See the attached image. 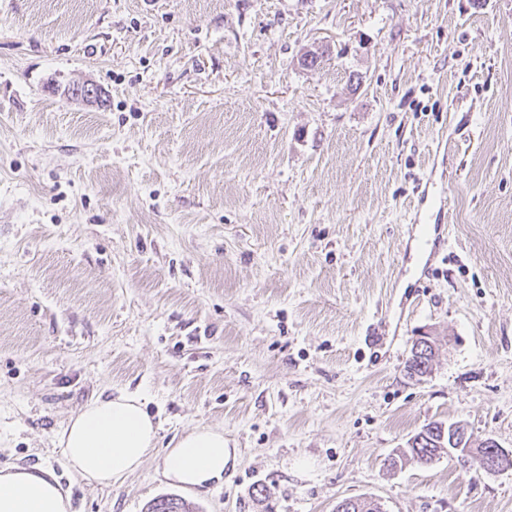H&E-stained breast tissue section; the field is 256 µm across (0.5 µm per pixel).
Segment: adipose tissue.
<instances>
[{"instance_id":"1","label":"adipose tissue","mask_w":512,"mask_h":512,"mask_svg":"<svg viewBox=\"0 0 512 512\" xmlns=\"http://www.w3.org/2000/svg\"><path fill=\"white\" fill-rule=\"evenodd\" d=\"M158 429L139 394H98L70 418L62 433L65 464L86 483L111 485L138 470L152 454ZM230 458L223 430L198 426L166 449L162 475L174 485L202 488L223 478ZM69 509L70 495L53 470L12 466L0 471V512Z\"/></svg>"}]
</instances>
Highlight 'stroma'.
I'll return each mask as SVG.
<instances>
[{"instance_id": "obj_1", "label": "stroma", "mask_w": 512, "mask_h": 512, "mask_svg": "<svg viewBox=\"0 0 512 512\" xmlns=\"http://www.w3.org/2000/svg\"><path fill=\"white\" fill-rule=\"evenodd\" d=\"M105 390L161 429L100 487L59 437ZM432 422L512 451V0H0V468L70 512H512V463L389 468ZM199 424L235 459L169 484Z\"/></svg>"}]
</instances>
